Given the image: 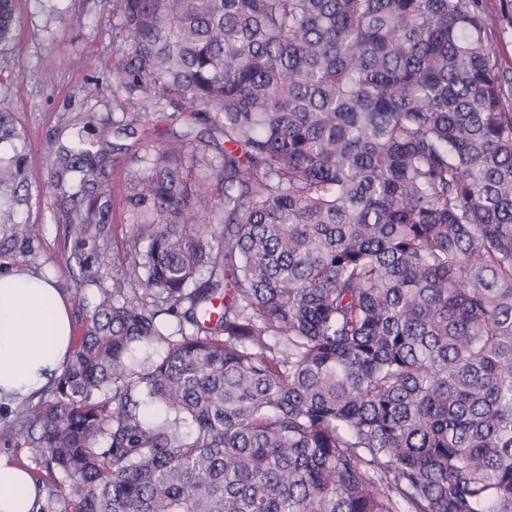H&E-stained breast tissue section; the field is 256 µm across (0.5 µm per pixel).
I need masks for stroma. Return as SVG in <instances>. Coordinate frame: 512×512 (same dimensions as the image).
<instances>
[{
	"label": "stroma",
	"instance_id": "1",
	"mask_svg": "<svg viewBox=\"0 0 512 512\" xmlns=\"http://www.w3.org/2000/svg\"><path fill=\"white\" fill-rule=\"evenodd\" d=\"M112 5V0H20L18 39L0 52V93L13 98V125L21 135L20 140L0 142V157L24 150L26 182L17 192L16 219L41 227L34 240L0 227V268L22 265L55 275L70 301L77 336L87 309L101 290L112 286L133 217L123 197L112 196L115 219L93 228L87 246L96 256L88 270H80L73 257L75 238L60 212L48 168L59 143L83 130L88 118L122 117L127 95L105 78L125 49L112 29ZM98 77L103 80L98 97L86 98L87 84ZM0 455L26 468L44 490L54 491L42 512H74L63 475L35 462L22 439L0 433Z\"/></svg>",
	"mask_w": 512,
	"mask_h": 512
}]
</instances>
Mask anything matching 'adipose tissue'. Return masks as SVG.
<instances>
[{"label":"adipose tissue","instance_id":"obj_1","mask_svg":"<svg viewBox=\"0 0 512 512\" xmlns=\"http://www.w3.org/2000/svg\"><path fill=\"white\" fill-rule=\"evenodd\" d=\"M72 342L70 303L54 277L28 267L0 273V403L53 386ZM30 473L0 456V512H39Z\"/></svg>","mask_w":512,"mask_h":512}]
</instances>
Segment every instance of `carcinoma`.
<instances>
[{
    "instance_id": "cac0c4a2",
    "label": "carcinoma",
    "mask_w": 512,
    "mask_h": 512,
    "mask_svg": "<svg viewBox=\"0 0 512 512\" xmlns=\"http://www.w3.org/2000/svg\"><path fill=\"white\" fill-rule=\"evenodd\" d=\"M17 0H0V48ZM132 114L50 161L133 209L20 428L75 512H512V0H117ZM0 94V140L19 137ZM110 185L113 136L153 115ZM21 152L0 158V225ZM151 348L149 366L137 361Z\"/></svg>"
}]
</instances>
